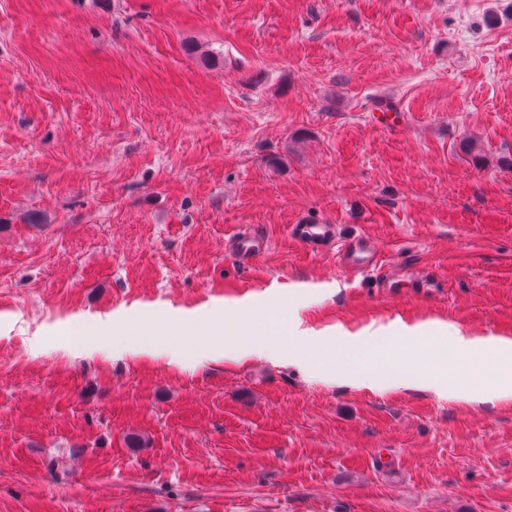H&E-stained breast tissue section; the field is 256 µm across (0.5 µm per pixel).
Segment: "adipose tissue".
I'll return each instance as SVG.
<instances>
[{
	"label": "adipose tissue",
	"mask_w": 512,
	"mask_h": 512,
	"mask_svg": "<svg viewBox=\"0 0 512 512\" xmlns=\"http://www.w3.org/2000/svg\"><path fill=\"white\" fill-rule=\"evenodd\" d=\"M129 313L120 310L109 321L89 318L78 321L70 329V347L78 354L89 352L93 339L102 332L115 333V346H124L118 333ZM418 339L436 336L447 340L448 359L454 360L451 371L436 376H403L398 374V359L392 351L375 350V342L389 333ZM336 350L348 357L347 367L339 377L354 387L386 381L398 387H422L438 397L459 401L494 403L512 398V339L502 336L485 338L463 334L455 325L427 321L408 325L402 322L377 328H364L351 333L338 331Z\"/></svg>",
	"instance_id": "obj_1"
}]
</instances>
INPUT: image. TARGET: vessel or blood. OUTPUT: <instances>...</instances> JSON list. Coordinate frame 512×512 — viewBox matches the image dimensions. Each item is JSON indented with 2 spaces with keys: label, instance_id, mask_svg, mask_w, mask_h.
Masks as SVG:
<instances>
[{
  "label": "vessel or blood",
  "instance_id": "obj_1",
  "mask_svg": "<svg viewBox=\"0 0 512 512\" xmlns=\"http://www.w3.org/2000/svg\"><path fill=\"white\" fill-rule=\"evenodd\" d=\"M293 240L308 250L335 251L339 265L351 272L362 274L373 271L381 257L382 247L374 239L357 235L344 238L337 224L304 221L291 225ZM268 238L259 231L243 232L235 236L232 254L240 265L247 266L267 252Z\"/></svg>",
  "mask_w": 512,
  "mask_h": 512
}]
</instances>
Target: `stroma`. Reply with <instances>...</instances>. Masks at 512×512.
Here are the masks:
<instances>
[{
  "label": "stroma",
  "instance_id": "obj_1",
  "mask_svg": "<svg viewBox=\"0 0 512 512\" xmlns=\"http://www.w3.org/2000/svg\"><path fill=\"white\" fill-rule=\"evenodd\" d=\"M245 298L283 357L170 329ZM143 306L125 335L181 361L70 352ZM396 320L512 337V0H0V512H512V400L346 385L289 331ZM389 345L430 373L443 343ZM290 235L312 252L336 250L339 265L358 274L373 271L382 253L381 245L368 236L345 239L338 224L303 221L290 226ZM268 248V238L262 232L253 230L235 236L232 254L240 265L249 267L252 261L267 252ZM148 310H119L112 314V319L103 322L97 318H89L78 321L74 328L70 329V348L76 354H83L89 352L93 347V339L95 336H100L104 331H111L115 336L113 345L118 347H125L139 352H147L155 355L168 354L176 356L177 352L173 349L166 348L160 349L155 345H144L138 343H129L122 339L120 336V329L126 318L132 315H148ZM115 333V334H114Z\"/></svg>",
  "mask_w": 512,
  "mask_h": 512
}]
</instances>
